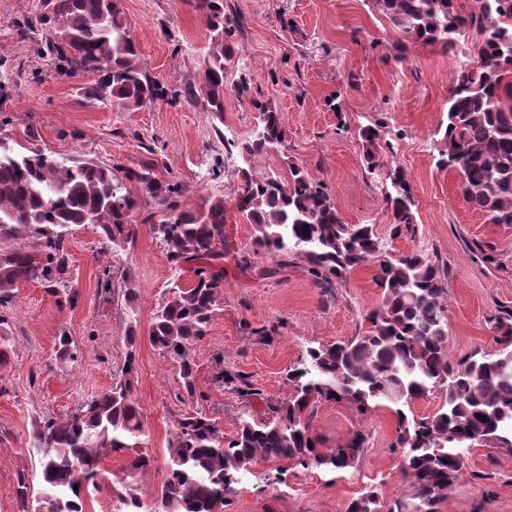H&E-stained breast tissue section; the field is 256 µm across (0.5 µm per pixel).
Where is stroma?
<instances>
[{"label":"stroma","instance_id":"1","mask_svg":"<svg viewBox=\"0 0 512 512\" xmlns=\"http://www.w3.org/2000/svg\"><path fill=\"white\" fill-rule=\"evenodd\" d=\"M129 33L147 73L169 88L198 83L208 31L190 0H121ZM241 13L235 39L249 96L224 94V123L216 125L202 106L158 101L139 110L115 112L92 101L86 78L65 76L42 58L39 39L23 36V23L39 13L38 0H0V101L15 151L32 149L92 160L122 170L154 159L165 179L182 182L184 204L198 207L220 196L228 217L234 254L224 263L222 307L192 357L196 392L187 394L177 363L163 359L149 341L150 326L174 285L194 279L190 265L173 266L142 215L139 231L112 258L99 252L100 234L90 224L72 226L66 250L74 306H59L37 283L18 289L4 315L13 346L0 369V512H23L15 495L19 472L40 481V454L31 444L32 425L45 416L70 413L84 400L109 389L127 352L125 332L136 322L137 374L133 395L144 413L151 467L136 486L151 502L166 471L168 446L177 421L205 411L225 436L240 417H270V404L290 393L285 374L306 348L347 341L365 333L368 313L382 290L375 267L366 263L346 281L316 287L308 261L253 253L254 228L234 207L242 161L228 153L225 139H248L257 114L251 99L279 112L284 148L252 163L254 176H287L290 166L323 181L345 223L372 224L387 253H424L448 274L443 303L448 319V361L499 348L491 322L512 311V224H490L464 199L456 172L438 167L440 127L447 124L452 72L471 58L469 40L452 52L412 44L371 0H224ZM384 123L378 165L368 169L359 131ZM401 168L414 193L415 234L391 237L392 216L383 189L390 168ZM112 265L115 288L105 291L99 275ZM131 277L135 306L124 301ZM67 332L77 360L55 358V338ZM229 369L249 377L261 393L246 402L219 379ZM311 428L324 446L335 447L353 432L367 441L354 467L333 475L288 462L258 464V473L280 474V482L258 490L246 476L224 512H346L349 503L375 489L384 508L408 500L402 452L392 446L394 412L378 406L358 414L342 403H320ZM465 467L437 512H512V453L483 445L464 449Z\"/></svg>","mask_w":512,"mask_h":512}]
</instances>
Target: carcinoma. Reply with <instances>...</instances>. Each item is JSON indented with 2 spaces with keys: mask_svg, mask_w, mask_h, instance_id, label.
I'll list each match as a JSON object with an SVG mask.
<instances>
[{
  "mask_svg": "<svg viewBox=\"0 0 512 512\" xmlns=\"http://www.w3.org/2000/svg\"><path fill=\"white\" fill-rule=\"evenodd\" d=\"M372 2L414 44L450 51L476 32L473 62L459 66L449 80L439 165L459 174V191L488 223L512 224V0H475L477 12L457 8L456 0ZM195 8L210 32L203 82L169 93L141 66L139 47L121 17V0H47L27 29L41 35L44 55L59 62L60 71L91 79L90 96L107 107L130 112L169 94L204 106L222 124L228 64L240 55L234 32L241 19L224 11V0H195ZM251 104L258 124L242 146L247 164L285 146L278 112L256 99ZM381 129L376 124L360 132L371 169L377 166ZM239 173L234 207L254 226L253 252L303 255L319 288L346 280L373 260L382 300L367 316L371 327L365 334L309 347L289 367L286 379L293 392L270 406L271 418L243 417L231 438L202 411L178 420L152 512H223L261 461H288L329 474L354 466L366 443L364 433L322 447L311 429L321 401L347 404L360 415L381 401L393 405L398 428L392 447L403 449L402 472L410 480L416 512H436L462 473V444L491 442L512 452V311L493 317L501 349L450 365L442 303L448 278L438 263L419 252H384L375 225L345 223L323 184L303 170H291L286 182L277 175L256 178L246 168ZM387 180L384 201L396 238L415 231L414 193L399 168L388 172ZM184 193L181 182L157 177L149 161L120 176L93 161L18 153L0 141V241L13 242L0 249V306L10 304L19 285L28 283L43 285L61 305H74L78 294L65 250L70 227H97L100 254L116 256L138 233L133 215L150 208L145 221L167 260L176 266L197 264L195 281L172 288L149 334L151 345L179 364L185 390L194 394L191 346L206 335L220 309V261L231 249L224 198L208 197L192 209L183 205ZM137 339L133 319L120 376L111 388L64 416L34 422L42 490L33 493L28 474H18L15 493L24 512H84L83 489H98L102 460L114 453L127 458L123 491L116 494L119 512L143 508L135 478L151 466V458L143 452V412L132 390ZM56 359L76 360L64 331L56 339ZM221 378L242 399L257 395L243 374L227 370ZM434 392L443 398L437 411L408 415L414 401ZM404 507L399 501L384 511L378 492L369 490L350 502L348 512H402Z\"/></svg>",
  "mask_w": 512,
  "mask_h": 512,
  "instance_id": "carcinoma-1",
  "label": "carcinoma"
}]
</instances>
